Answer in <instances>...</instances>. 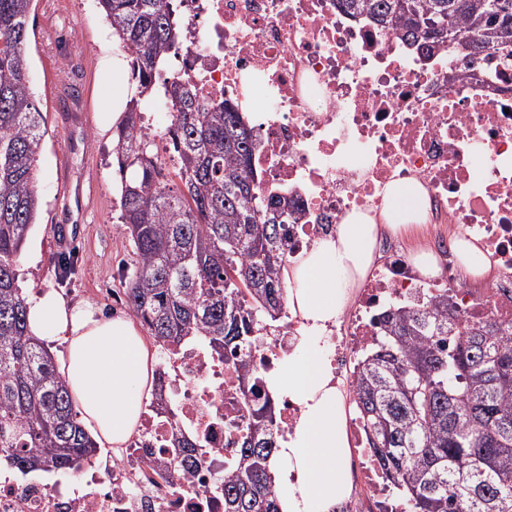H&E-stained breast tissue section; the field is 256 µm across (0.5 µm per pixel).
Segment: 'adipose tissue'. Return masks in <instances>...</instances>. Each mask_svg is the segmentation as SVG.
Instances as JSON below:
<instances>
[{
  "label": "adipose tissue",
  "mask_w": 512,
  "mask_h": 512,
  "mask_svg": "<svg viewBox=\"0 0 512 512\" xmlns=\"http://www.w3.org/2000/svg\"><path fill=\"white\" fill-rule=\"evenodd\" d=\"M386 200L381 218L348 213L335 236L301 252L284 273L288 308L300 327L266 381L273 398L295 403L299 415L281 435L272 464L280 512H335L352 491L345 432L350 406L334 379L327 330L370 272L380 231L397 235L424 219L420 185L388 186ZM27 325L44 344H65L60 368L79 414L120 451L150 398L154 355L141 331L130 318L104 317L52 288L31 297Z\"/></svg>",
  "instance_id": "obj_1"
}]
</instances>
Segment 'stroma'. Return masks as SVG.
<instances>
[{
    "label": "stroma",
    "mask_w": 512,
    "mask_h": 512,
    "mask_svg": "<svg viewBox=\"0 0 512 512\" xmlns=\"http://www.w3.org/2000/svg\"><path fill=\"white\" fill-rule=\"evenodd\" d=\"M27 56L45 118L37 154L39 205L17 262L26 295L53 288L111 314H127L136 257L119 224L112 134L96 115L112 109L120 51L97 0H33Z\"/></svg>",
    "instance_id": "35a3bbf8"
}]
</instances>
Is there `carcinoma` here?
<instances>
[{
	"instance_id": "carcinoma-1",
	"label": "carcinoma",
	"mask_w": 512,
	"mask_h": 512,
	"mask_svg": "<svg viewBox=\"0 0 512 512\" xmlns=\"http://www.w3.org/2000/svg\"><path fill=\"white\" fill-rule=\"evenodd\" d=\"M33 0H0V462L19 476L90 465L97 443L78 421L65 377L28 333V297L16 262L34 224L37 150L45 119L33 96L26 46ZM130 62L137 92L116 128L121 180L118 222L137 256L126 288L131 314L163 350L201 341L222 357L264 350L286 314L288 193L259 190L257 149L245 113L204 102L180 74L166 72L179 46L164 0H97ZM419 40L451 38L450 49L512 60V0H338ZM169 109L160 138L143 132L154 100ZM382 338L354 382L371 447L409 512H512V325L462 323L448 295L377 317ZM274 400L244 422L238 463L217 488L224 512H279L270 465L277 448ZM173 445L192 462L202 441Z\"/></svg>"
}]
</instances>
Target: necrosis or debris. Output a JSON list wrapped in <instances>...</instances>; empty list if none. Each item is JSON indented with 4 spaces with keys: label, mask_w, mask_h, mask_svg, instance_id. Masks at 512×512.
<instances>
[{
    "label": "necrosis or debris",
    "mask_w": 512,
    "mask_h": 512,
    "mask_svg": "<svg viewBox=\"0 0 512 512\" xmlns=\"http://www.w3.org/2000/svg\"><path fill=\"white\" fill-rule=\"evenodd\" d=\"M182 25L172 56L205 100L259 114L253 166L262 192H287L298 210L289 256L327 235L352 209L380 213L394 182L422 186L428 247L440 272L422 280L403 250L380 236L382 261L346 316L334 348L336 373L350 372L381 329L385 306L448 296L459 318L512 324V66L467 65L447 44L422 48L395 29L351 17L336 0H165ZM476 240L493 264L482 293L457 284L456 239ZM294 323L261 354L213 357L187 344L163 367L174 412L151 406L121 458L102 461L65 489L0 470V512H224L216 482L238 459L240 428L254 393L240 362L259 374L287 352ZM205 450L184 479L147 481L172 459L178 430ZM190 480L194 493L182 490Z\"/></svg>",
    "instance_id": "1"
}]
</instances>
